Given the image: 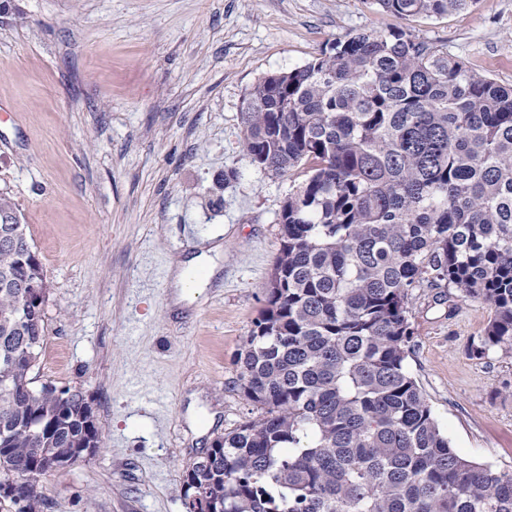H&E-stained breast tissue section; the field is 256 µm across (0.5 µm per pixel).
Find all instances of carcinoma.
<instances>
[{"label": "carcinoma", "mask_w": 512, "mask_h": 512, "mask_svg": "<svg viewBox=\"0 0 512 512\" xmlns=\"http://www.w3.org/2000/svg\"><path fill=\"white\" fill-rule=\"evenodd\" d=\"M440 17L477 0H372ZM242 151L266 174L301 173L284 199L265 306L238 358L262 410L186 471L211 512H512V472L450 446L406 366L410 292L428 283L489 307L473 354L512 348V86L404 30L349 33L262 77L241 108ZM0 243V484L62 471L83 434L35 367L44 310L19 281L27 225ZM35 418L48 429L29 427ZM39 483L0 512H42Z\"/></svg>", "instance_id": "obj_1"}]
</instances>
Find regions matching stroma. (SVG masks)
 <instances>
[{"label": "stroma", "mask_w": 512, "mask_h": 512, "mask_svg": "<svg viewBox=\"0 0 512 512\" xmlns=\"http://www.w3.org/2000/svg\"><path fill=\"white\" fill-rule=\"evenodd\" d=\"M408 29L512 85V0L404 19L370 0H0V192L48 285L40 380L81 391L95 457L46 477V512H185V471L259 411L237 358L264 305L292 176L251 166L240 109L262 76L361 29ZM220 284L176 308L171 268L211 237ZM406 365L459 453L512 471V350L490 317L414 289Z\"/></svg>", "instance_id": "35a3bbf8"}]
</instances>
